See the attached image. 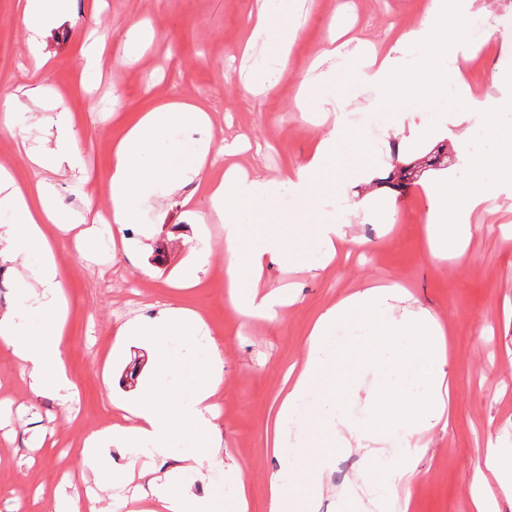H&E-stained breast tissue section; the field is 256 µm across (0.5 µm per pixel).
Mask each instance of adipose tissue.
I'll use <instances>...</instances> for the list:
<instances>
[{
    "instance_id": "obj_1",
    "label": "adipose tissue",
    "mask_w": 512,
    "mask_h": 512,
    "mask_svg": "<svg viewBox=\"0 0 512 512\" xmlns=\"http://www.w3.org/2000/svg\"><path fill=\"white\" fill-rule=\"evenodd\" d=\"M72 0H23L22 16L33 33L29 42L37 65L46 59L35 35L68 12ZM457 0H431L420 23L404 32L396 47L384 55L369 54L356 60L327 44L323 58L337 59L340 68L356 70V82L366 95L365 113L380 111L381 101L397 100L390 126L408 130L410 139L427 144L448 136L444 122L414 124L408 104L424 111H437L448 85H455L485 126H492L498 113L512 109V100L479 96L466 80L473 55L472 16L459 14ZM300 28L299 15L290 0H262L254 35L262 40L265 61L272 73L283 74L290 45ZM208 120L205 108L196 104L171 103L143 113L112 147V167L105 191L111 202L114 231L138 223L144 208L156 196L177 194L201 177L206 150L193 143L176 145L172 152L158 147L176 129L190 130ZM355 125L352 112L342 109L333 131L318 140L303 167L286 181L277 182L239 175L228 169L223 181L208 187L211 209L224 214V261L227 294L240 314L271 321L287 300L278 293H257L252 277L272 258L306 264L312 255L332 260L346 247L358 245L346 225L334 223L322 210L325 196L344 199L349 213L364 211L370 199L361 184L372 179L386 181L389 172H373L371 162L380 150L377 134L367 138L359 169H350L341 149ZM55 145L38 158L39 166L53 172L75 171L84 166L77 146L70 113H57ZM427 231L433 256L444 259L464 253L469 235L466 219L490 197L480 177L464 185L445 180L424 184ZM290 194L288 208H281L283 194ZM5 216L9 248L29 260L42 293L21 288L14 304L0 313L4 335L0 344L28 375L35 394L66 404L74 384L62 356L63 322L58 298L59 261L45 225L60 223L45 182L20 184L0 168V216ZM405 286L391 283L358 289L328 306L313 320L302 357L288 370L273 419L269 443L286 466L268 480L269 512H316L315 502L323 490V477L335 463L338 451L357 450L373 462L386 456L385 442L403 433L407 452L396 469L394 483L385 492L364 484L363 499L377 512L388 508L390 499L412 483L414 459L424 446L419 435L443 419V385L446 380V335L430 314L405 306ZM350 333L337 337L339 328ZM205 322L195 310L161 305L154 315L139 316L116 328V338L136 336L154 351L157 375L143 394L133 401H116L122 416L111 426L87 435L80 451L76 473L63 474L67 494L55 501L56 512H106L102 499L73 492L75 475L93 473L106 487L129 484V470H110L101 453V442L120 440L134 455L153 459L141 468L136 497L158 505L161 512H219L229 503L232 512H246L248 487L237 464L225 463L214 442L209 419L210 400L224 378V362L217 346H210L203 362H184L170 343L179 338L193 341L205 335ZM376 387L368 400L363 421L350 420L343 406L352 400L366 376ZM320 401L310 412L301 438L287 442L286 431L295 421L299 401L311 393ZM487 475L472 482L475 512H497V496L512 498V448L488 442L485 448ZM222 468L224 486L200 498L190 487L175 485L176 476L199 472L202 463Z\"/></svg>"
}]
</instances>
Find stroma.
I'll use <instances>...</instances> for the list:
<instances>
[{
	"instance_id": "35a3bbf8",
	"label": "stroma",
	"mask_w": 512,
	"mask_h": 512,
	"mask_svg": "<svg viewBox=\"0 0 512 512\" xmlns=\"http://www.w3.org/2000/svg\"><path fill=\"white\" fill-rule=\"evenodd\" d=\"M301 27L291 46L288 69L273 91L246 94L245 83L260 71L261 46L245 50L251 14L259 0H74L40 38L49 61L36 68L28 31L17 0H0V110L19 112L26 136L0 131V167L21 183L43 176L66 223L87 210L108 209L103 186L109 178L112 143L142 112L172 101L203 103L210 127L174 131L172 140L192 138L217 153L244 139L247 150L234 163L268 180L304 165L315 143L333 128L334 113L308 105L303 92L326 68L319 51L328 33H349L355 46L384 50L394 33L418 24L429 0H297ZM487 48L474 59L470 83L491 96H512V0H475ZM139 25L142 37L130 40ZM103 40L102 76L108 100H91L81 71L82 56ZM448 129L443 166L427 167V145L415 150L413 177L395 202V221L379 223L374 214H348L343 203L325 199L324 210L349 223L362 246L329 265L307 268L280 259L270 262L259 281L264 292H287L291 303L273 321H247L233 307L225 288L224 221L209 215V204L195 184L191 205L183 194L150 202L139 223L125 225L120 239L101 237L94 258L75 252L74 234L49 226L61 255V301L67 307L63 359L76 392L67 406L31 390L17 361L0 350V512H53L60 474L76 467L81 443L102 421L117 422L113 398L135 397L154 373L153 349L132 342L113 354V330L157 303L168 302L202 313L209 338L224 359V380L212 398L211 422L222 444L241 466L249 491L248 512H268L269 476L282 466L268 450L274 410L284 375L301 357L311 320L348 293L373 284L405 285L444 327L450 397L447 428L422 436L427 450L410 486L412 512H473L470 482L483 464L487 436L512 447V183L496 171L484 174L493 197L491 209L467 218L469 244L458 257H432L426 235V205L419 187L430 177L462 183L474 159L491 155L496 140H475L477 114L458 96L444 103ZM70 113L88 174L97 191L86 197L68 174L38 171L34 157L55 139L52 116ZM207 241L213 253L198 266V284L181 288L177 277L193 264V248ZM141 284L137 305H129L122 283ZM372 474L363 453L336 456L325 477L317 512H355L339 506V493L357 488Z\"/></svg>"
}]
</instances>
